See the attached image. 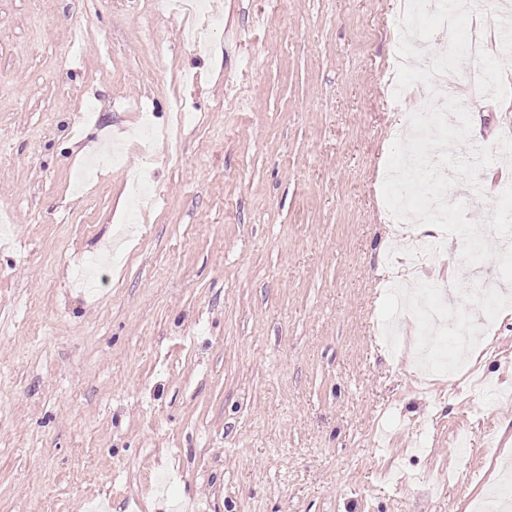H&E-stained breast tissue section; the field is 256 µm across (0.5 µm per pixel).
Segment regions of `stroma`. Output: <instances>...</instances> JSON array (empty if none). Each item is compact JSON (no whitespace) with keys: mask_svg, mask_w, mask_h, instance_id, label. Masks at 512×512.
<instances>
[{"mask_svg":"<svg viewBox=\"0 0 512 512\" xmlns=\"http://www.w3.org/2000/svg\"><path fill=\"white\" fill-rule=\"evenodd\" d=\"M402 0H207V44L154 0H0V512H472L512 455V315L481 363L412 381L382 186L416 88L387 95ZM181 101L188 116L172 110ZM455 155L512 111L485 97ZM149 114L163 139L142 149ZM126 164L71 182L97 144ZM156 200L138 224L128 172ZM482 223L512 168L481 173Z\"/></svg>","mask_w":512,"mask_h":512,"instance_id":"stroma-1","label":"stroma"}]
</instances>
